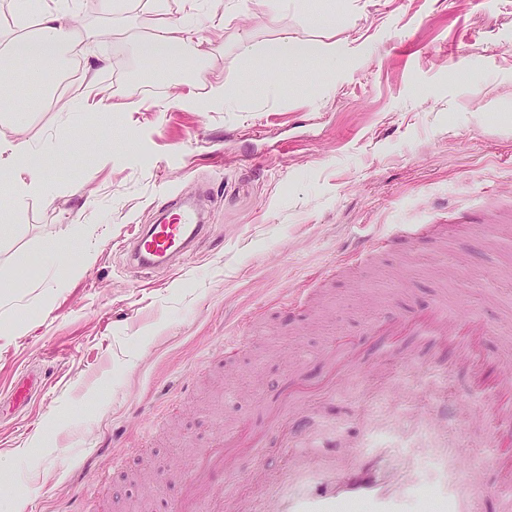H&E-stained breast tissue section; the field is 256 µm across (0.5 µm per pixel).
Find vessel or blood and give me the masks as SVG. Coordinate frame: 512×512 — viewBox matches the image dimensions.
Listing matches in <instances>:
<instances>
[{
  "label": "vessel or blood",
  "mask_w": 512,
  "mask_h": 512,
  "mask_svg": "<svg viewBox=\"0 0 512 512\" xmlns=\"http://www.w3.org/2000/svg\"><path fill=\"white\" fill-rule=\"evenodd\" d=\"M161 205L167 211L166 218L134 230L123 245L128 268L146 275L159 270L177 271L210 230L199 207L174 193H166ZM454 230L451 223L408 224L399 234L373 241L369 249L393 252L408 239L436 243L450 238ZM470 322L462 309H449L444 302L407 317L392 314L382 320L373 319L368 323V333L375 338L371 351L341 341L324 354L323 362L332 370L336 384L363 367L376 373L391 360L394 348L390 339L402 330L427 339L436 349H449L454 363L467 364L474 346L462 341L461 336ZM294 401V395H284L280 404L268 410V433L300 441L303 447L289 450L280 474H253V482L271 487L263 512H346L354 503L362 504L365 512H419L422 500L428 497L433 498L438 512H468L470 494L482 485V464L458 456L449 477L434 488H426L423 482L408 477L406 465H398L391 475L380 468L378 456L337 445L335 436L301 433L293 423L282 425V408ZM265 434L250 431L244 423L223 431L203 449L193 469L184 476L180 496L169 512H224L223 500L212 496L214 485L241 452L260 447Z\"/></svg>",
  "instance_id": "b4317fda"
}]
</instances>
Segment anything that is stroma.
<instances>
[{
  "label": "stroma",
  "instance_id": "obj_1",
  "mask_svg": "<svg viewBox=\"0 0 512 512\" xmlns=\"http://www.w3.org/2000/svg\"><path fill=\"white\" fill-rule=\"evenodd\" d=\"M113 22L99 0H77V30L126 31L68 66L70 81L26 125L0 117V134L45 158L52 204L0 198V384L45 368L38 403L0 415V512H166L180 475L225 426L266 422L302 369L314 391L302 408L316 431L386 461L405 460L424 483L440 461L433 439L471 460L512 452L496 434L512 424L483 415L497 384V337L512 314V0H294L272 18L253 9L202 28L205 56L186 72L148 70L152 93L121 83L141 66L137 39L152 14L125 0ZM343 47L335 68L313 61L245 74L246 55L280 36ZM234 86L230 105L173 106L205 68ZM120 112H85V71ZM202 196L212 230L180 273L130 272L122 242L154 223L159 191ZM472 221L450 240L374 256L359 272L330 269L399 224ZM85 227L70 255L45 246ZM313 289L303 323L279 316L293 292ZM468 291L472 366L416 336L399 339L386 374L354 372L328 388L321 357L334 338H363L379 303L426 308ZM229 333L244 336L233 363L205 361ZM473 415H450L446 401ZM415 411L430 418L419 444L395 446ZM127 452L126 468L112 456ZM270 440L235 462L228 492L260 502L257 469L282 466Z\"/></svg>",
  "mask_w": 512,
  "mask_h": 512
}]
</instances>
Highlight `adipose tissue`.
Returning <instances> with one entry per match:
<instances>
[{
  "instance_id": "ef3b65f1",
  "label": "adipose tissue",
  "mask_w": 512,
  "mask_h": 512,
  "mask_svg": "<svg viewBox=\"0 0 512 512\" xmlns=\"http://www.w3.org/2000/svg\"><path fill=\"white\" fill-rule=\"evenodd\" d=\"M76 15L74 0H42L38 35L12 39L9 53L0 57L1 96L14 95L16 82H23L32 94L22 104V111H39L59 67L74 58L84 39L98 40L104 36L103 31L97 30L88 32L86 38L77 37L73 26ZM194 36V30L186 23L158 13L149 33L140 41L141 57L152 67L180 72L187 66L186 48ZM255 54L268 61L301 64L313 58H335L336 46L283 36L260 46ZM43 155V150L32 148L27 142L0 136V179L12 188L14 199L42 192L45 179L39 160Z\"/></svg>"
}]
</instances>
